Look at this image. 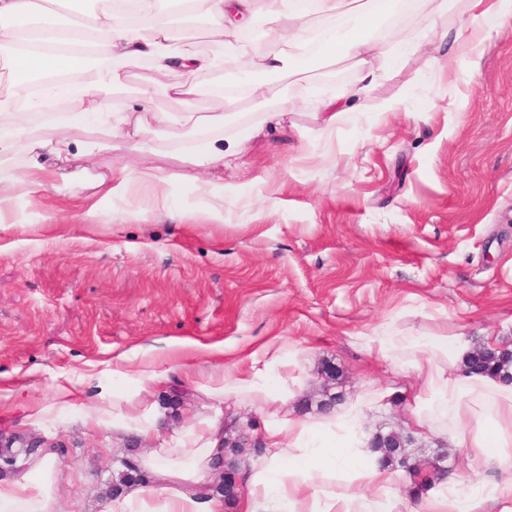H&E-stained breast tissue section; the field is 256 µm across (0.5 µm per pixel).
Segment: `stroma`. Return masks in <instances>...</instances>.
Listing matches in <instances>:
<instances>
[{"instance_id": "35a3bbf8", "label": "stroma", "mask_w": 512, "mask_h": 512, "mask_svg": "<svg viewBox=\"0 0 512 512\" xmlns=\"http://www.w3.org/2000/svg\"><path fill=\"white\" fill-rule=\"evenodd\" d=\"M468 0L437 10L435 0H396L374 32L423 42L355 112L319 136L306 83L355 74V63H317L284 79L294 99L283 126L264 123L277 99L228 100L225 135L254 128L241 155L224 160V209L203 191L158 185L169 210L146 193L99 201L92 183L114 164L137 167L128 146L96 149L72 180L47 177L38 194L16 190L0 209V435L44 438L64 447L55 461L59 512H101L130 448L111 425L89 428L57 379L82 378L88 402L111 413L112 356L150 358L165 371L170 438L204 419L251 414L268 423L272 403L217 402L201 389L225 365L247 368L266 351L295 352L285 369L288 408L316 419L320 371H339L342 403L370 388L385 400L363 415L369 432L413 431L409 381L362 346L361 334L392 327L425 336L456 332L471 344L512 340V4L502 29L478 50L452 40ZM433 17L425 28V17ZM223 74L198 80L192 104L156 88L146 139L187 135L186 107L213 109L209 90ZM393 111H379L384 102ZM167 116L157 124L156 116ZM223 348V358L209 355ZM192 356L194 381L179 365ZM419 458L455 465L463 450L445 425L422 421Z\"/></svg>"}]
</instances>
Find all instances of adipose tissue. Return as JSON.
<instances>
[{
	"label": "adipose tissue",
	"instance_id": "obj_1",
	"mask_svg": "<svg viewBox=\"0 0 512 512\" xmlns=\"http://www.w3.org/2000/svg\"><path fill=\"white\" fill-rule=\"evenodd\" d=\"M318 10L336 15L334 32L324 36L316 51L319 61L352 59L355 77L347 89L331 91L307 85L305 95L317 105L316 119L322 132H332L337 123L354 112L366 111V99L380 78L378 68L368 65L364 55L371 47V30L383 18L388 0H311ZM80 14L79 0H0V46L15 50L8 59L9 72L0 79V205L10 201L21 184L44 187L45 160L57 168L90 155L89 135L121 139L133 143L144 157L140 167L113 169L111 178L99 179L96 187L102 198L124 196L135 183L192 180L196 188L224 199V179L203 178V171L223 166L225 156L239 151L242 141L225 138V117L219 109L210 113L187 111L181 123L191 134L187 140L143 138L145 107L152 95L144 87L130 103H118L110 96L123 86L128 68L139 64L149 69L155 83L172 97L191 102L200 76L219 69H240L249 54L241 40L228 41L224 35L234 28V19L251 12V0H104L90 14V32L63 25L32 29L23 41H16L15 26L23 17H34L53 9ZM199 14L209 16L215 27L212 38L218 51H199L178 42V19ZM504 12L501 0H469L455 38L460 42H480L500 29ZM281 47L270 52L263 64L266 80L240 79L239 85L256 100L276 94V81L300 72L308 58V42L301 28H293L281 39ZM64 80L80 97L77 108L65 119L44 123L40 130L15 124L16 114L34 116L52 111L57 102L55 84ZM24 156L25 170L12 163ZM164 157L177 162L166 172L154 160ZM195 175H188V168ZM369 352L402 372L419 377L415 410L434 409L446 416L449 425L470 422L462 438L469 453L461 469L473 470L478 463L496 465L504 474L501 481L487 485L470 481L466 497L437 490L422 502L417 512H480L489 501H512V385L485 374H467L463 367L471 354L468 340L459 334L407 336L384 328L362 335ZM429 354L428 366H421L417 353ZM125 355L113 356L121 380L143 410L129 416L112 415L113 427L128 429L137 436L158 438L157 408L152 400L164 374L155 367L129 370ZM279 355H271L262 366L252 367L249 376L237 375L234 368L221 378L204 384V392L214 398L231 399L254 395L273 402L286 398L278 369ZM382 391L369 392L367 400H356L341 411L325 413L317 420H302L272 412L263 433L267 443L264 463L251 475L242 500L246 512H389L395 477L378 464L362 463L370 437L360 425L367 401L382 398ZM216 421L172 438L149 449L142 458L144 467L156 474L157 484L132 486L113 497L104 512H224L222 495L213 492L219 478L213 462L220 455ZM341 483L340 491H326V479ZM374 490L373 496L358 493V486ZM58 496L54 467L48 459H19L12 474L0 477V512H53Z\"/></svg>",
	"mask_w": 512,
	"mask_h": 512
}]
</instances>
